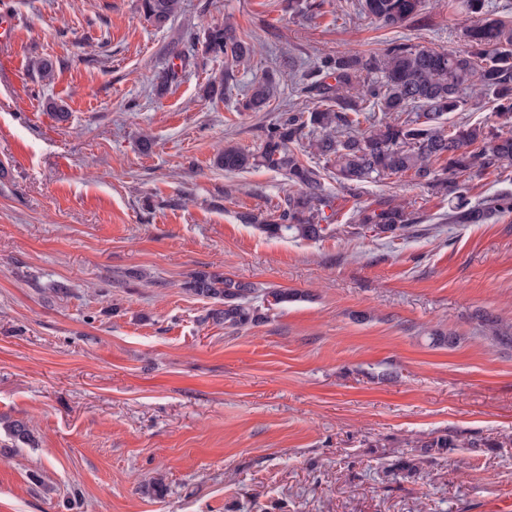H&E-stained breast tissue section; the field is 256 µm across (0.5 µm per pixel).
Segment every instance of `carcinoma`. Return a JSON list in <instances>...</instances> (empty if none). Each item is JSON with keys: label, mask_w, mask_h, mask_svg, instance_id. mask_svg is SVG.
Listing matches in <instances>:
<instances>
[{"label": "carcinoma", "mask_w": 512, "mask_h": 512, "mask_svg": "<svg viewBox=\"0 0 512 512\" xmlns=\"http://www.w3.org/2000/svg\"><path fill=\"white\" fill-rule=\"evenodd\" d=\"M144 18L165 27L182 9V0H139ZM325 0H288V11L313 18ZM428 0H360V12L386 27L421 21ZM463 28L467 49L437 51L407 40L393 41L381 52L366 55L347 50L321 57L308 73L306 90L317 99L312 109H290L266 126L259 146L246 150L227 143L217 166L227 173L263 167L282 173L288 192L274 213L248 212L241 220L270 237L317 240L335 221L334 197L326 184L333 169L336 183L356 191L365 183L408 176L417 184L449 198L448 220L483 224L512 213V194L500 192L474 203L467 179L512 168V132L485 124L450 121L466 105L487 100L502 126L512 124V20L502 12L512 3L492 6L489 0H446ZM200 44L212 59L247 62L253 47L229 24L203 30ZM281 71L272 70L238 101L241 112H260L278 95ZM169 67L155 75L159 92L178 82ZM232 70L224 69L209 84L210 97L222 98ZM323 160L313 165L302 150ZM422 222L408 206L392 200L356 211L361 229L401 237ZM194 294L222 304L211 312L224 327L238 331L263 319L257 299L272 298L280 306L302 297L297 291H262L230 277L197 274L187 283ZM479 321L497 345L512 347V331L488 312ZM14 441L33 444L28 426H8ZM420 447L458 448V439L440 435L420 441Z\"/></svg>", "instance_id": "carcinoma-1"}]
</instances>
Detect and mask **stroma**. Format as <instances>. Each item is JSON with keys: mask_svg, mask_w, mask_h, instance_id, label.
I'll list each match as a JSON object with an SVG mask.
<instances>
[{"mask_svg": "<svg viewBox=\"0 0 512 512\" xmlns=\"http://www.w3.org/2000/svg\"><path fill=\"white\" fill-rule=\"evenodd\" d=\"M6 2L19 37L0 56L20 66L0 71V512H512V349L477 319L512 327V214L451 224L410 178L356 197L331 179L333 233L274 238L240 216L274 212L285 178L214 163L314 107L302 81L324 55L464 50L452 12L391 28L358 0L312 19L286 0H183L159 30L138 0ZM227 20L254 54L216 100L225 64L198 38ZM176 37L192 63L160 94ZM274 66L276 99L238 111ZM387 199L423 223L357 233L356 208ZM196 272L306 298L234 332L186 290ZM434 329L459 343L433 346ZM13 420L35 447H16ZM448 433L468 447L390 474ZM478 317L481 326L493 342L505 348L512 347V332L504 328L497 317L488 312H482Z\"/></svg>", "mask_w": 512, "mask_h": 512, "instance_id": "obj_1", "label": "stroma"}]
</instances>
